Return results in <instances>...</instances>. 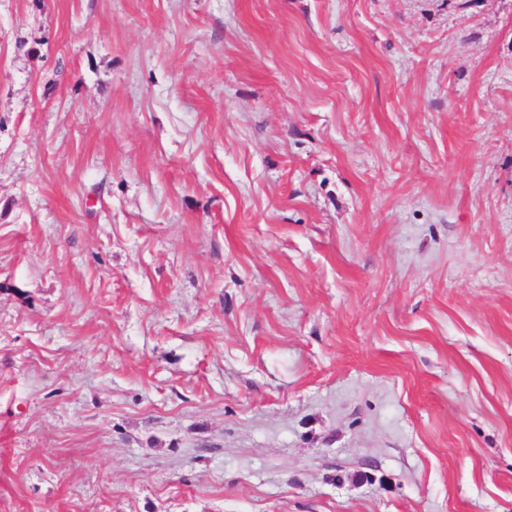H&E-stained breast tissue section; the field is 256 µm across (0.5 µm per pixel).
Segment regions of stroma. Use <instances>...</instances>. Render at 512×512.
Returning a JSON list of instances; mask_svg holds the SVG:
<instances>
[{"instance_id":"35a3bbf8","label":"stroma","mask_w":512,"mask_h":512,"mask_svg":"<svg viewBox=\"0 0 512 512\" xmlns=\"http://www.w3.org/2000/svg\"><path fill=\"white\" fill-rule=\"evenodd\" d=\"M0 512H512V0H0Z\"/></svg>"}]
</instances>
